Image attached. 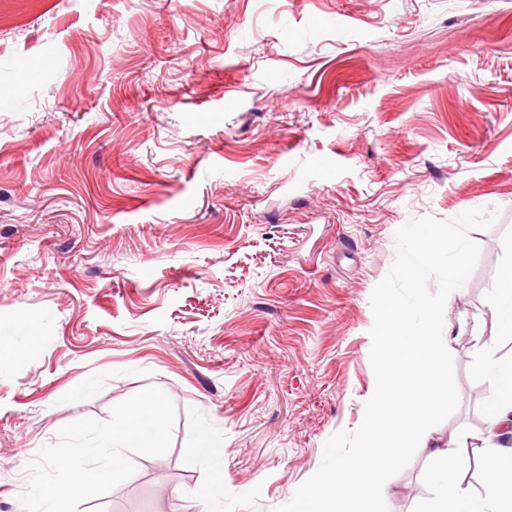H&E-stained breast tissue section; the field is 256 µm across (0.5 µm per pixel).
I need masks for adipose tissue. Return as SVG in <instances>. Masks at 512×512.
<instances>
[{"mask_svg": "<svg viewBox=\"0 0 512 512\" xmlns=\"http://www.w3.org/2000/svg\"><path fill=\"white\" fill-rule=\"evenodd\" d=\"M414 246L422 263H447L452 291H463L466 257L460 241L423 232L415 235ZM429 318L427 305L419 300L409 308L389 304L380 315L378 382L363 437L335 471L299 490V512H372L382 493L379 470L398 464L409 448L429 449L436 461L431 479L438 495L430 512H512V359L494 358L486 365L499 384L487 407L486 446L466 439L452 450L431 445L422 421L446 406L452 391ZM473 466L487 477L485 495L472 494L462 484Z\"/></svg>", "mask_w": 512, "mask_h": 512, "instance_id": "ef3b65f1", "label": "adipose tissue"}]
</instances>
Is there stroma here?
<instances>
[{
    "label": "stroma",
    "mask_w": 512,
    "mask_h": 512,
    "mask_svg": "<svg viewBox=\"0 0 512 512\" xmlns=\"http://www.w3.org/2000/svg\"><path fill=\"white\" fill-rule=\"evenodd\" d=\"M2 88L0 512L60 427L149 387L176 422L128 455L134 512H206L214 484L219 512H296L361 439L380 313L416 297L453 390L426 429L484 430L512 0H0ZM427 230L464 240L463 296L419 266ZM433 466L382 471L384 512H426Z\"/></svg>",
    "instance_id": "1"
}]
</instances>
